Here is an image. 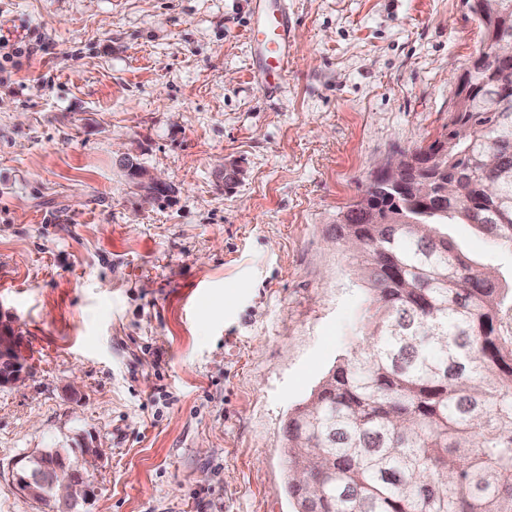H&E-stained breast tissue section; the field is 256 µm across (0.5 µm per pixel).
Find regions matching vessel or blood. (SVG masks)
<instances>
[{
    "mask_svg": "<svg viewBox=\"0 0 512 512\" xmlns=\"http://www.w3.org/2000/svg\"><path fill=\"white\" fill-rule=\"evenodd\" d=\"M261 62L253 78L269 89L285 76L292 51L291 27L286 0H259L247 33Z\"/></svg>",
    "mask_w": 512,
    "mask_h": 512,
    "instance_id": "obj_1",
    "label": "vessel or blood"
}]
</instances>
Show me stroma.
Returning <instances> with one entry per match:
<instances>
[{"label":"stroma","instance_id":"1","mask_svg":"<svg viewBox=\"0 0 512 512\" xmlns=\"http://www.w3.org/2000/svg\"><path fill=\"white\" fill-rule=\"evenodd\" d=\"M277 92L251 0H0V512L39 453L104 448L80 512H294L288 421L362 341L336 215L445 130L483 45L462 0H288ZM171 186L147 201L120 161ZM243 174L225 188L219 173ZM448 237L512 283V251ZM17 341L11 321L3 319L0 313V387L19 385L26 379L25 368L19 370L18 365V362L24 363L22 358H15V355L23 357Z\"/></svg>","mask_w":512,"mask_h":512}]
</instances>
